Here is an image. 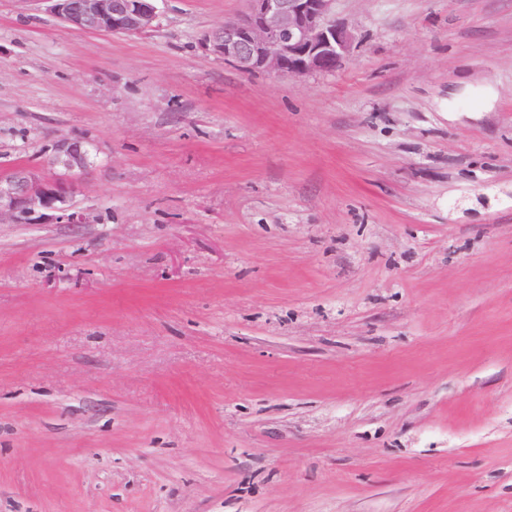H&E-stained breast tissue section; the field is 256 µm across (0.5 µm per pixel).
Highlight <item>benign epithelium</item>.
Returning <instances> with one entry per match:
<instances>
[{"mask_svg": "<svg viewBox=\"0 0 512 512\" xmlns=\"http://www.w3.org/2000/svg\"><path fill=\"white\" fill-rule=\"evenodd\" d=\"M67 25L89 32L136 34L153 27L159 0H43ZM248 12L204 37V49L243 73L294 78L331 73L348 61L357 34L334 17L335 0H247ZM89 149L78 140L58 144L56 162L69 171L87 167ZM71 192L65 177L37 182L18 172L0 185V218L36 209L64 210Z\"/></svg>", "mask_w": 512, "mask_h": 512, "instance_id": "benign-epithelium-1", "label": "benign epithelium"}]
</instances>
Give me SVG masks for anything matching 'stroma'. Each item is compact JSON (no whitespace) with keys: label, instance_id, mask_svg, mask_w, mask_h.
<instances>
[{"label":"stroma","instance_id":"obj_1","mask_svg":"<svg viewBox=\"0 0 512 512\" xmlns=\"http://www.w3.org/2000/svg\"><path fill=\"white\" fill-rule=\"evenodd\" d=\"M0 0V512H512V0H336L344 67ZM89 149L78 140H62L58 144L56 162L63 165L68 171L83 170L87 167ZM70 192L71 183L66 177H57L51 182H36L25 171H20L7 188L0 183V219L6 213L26 214L35 209L66 211L64 205Z\"/></svg>","mask_w":512,"mask_h":512}]
</instances>
